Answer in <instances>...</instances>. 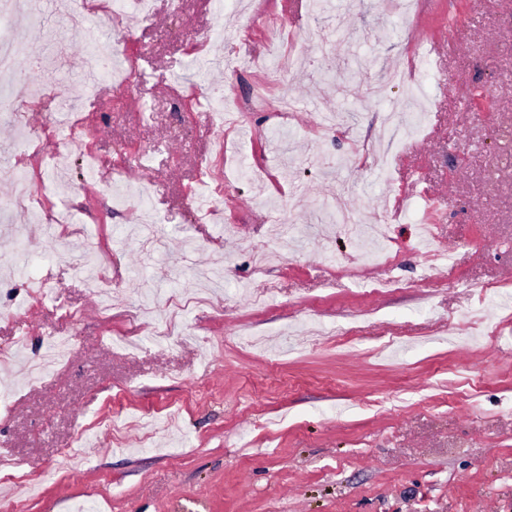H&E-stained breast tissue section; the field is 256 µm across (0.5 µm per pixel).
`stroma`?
I'll return each mask as SVG.
<instances>
[{"mask_svg":"<svg viewBox=\"0 0 512 512\" xmlns=\"http://www.w3.org/2000/svg\"><path fill=\"white\" fill-rule=\"evenodd\" d=\"M60 3L13 15L6 85L77 82L83 35ZM313 22L322 41L302 36ZM100 40L141 76L83 96L81 143L51 98L23 108L41 154L0 117V169L36 173L71 220L10 208L0 178L11 294L47 281L77 313L0 292V354L73 342L41 384L19 360L0 371V448L43 474L27 512H512V0L411 16L303 0L297 17L282 0H152L133 34ZM414 49L423 115L406 88L372 95ZM222 105L240 130L216 125ZM391 117L402 137L380 169ZM421 189L449 201L396 211ZM364 215L390 259H372ZM101 258L126 299L109 310L84 284ZM205 288L179 338H157L168 300Z\"/></svg>","mask_w":512,"mask_h":512,"instance_id":"obj_1","label":"stroma"}]
</instances>
